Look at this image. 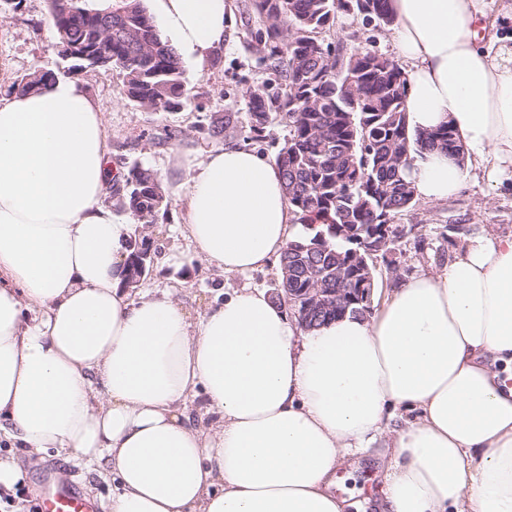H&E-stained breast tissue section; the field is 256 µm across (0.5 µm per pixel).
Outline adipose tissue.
<instances>
[{
	"label": "adipose tissue",
	"mask_w": 512,
	"mask_h": 512,
	"mask_svg": "<svg viewBox=\"0 0 512 512\" xmlns=\"http://www.w3.org/2000/svg\"><path fill=\"white\" fill-rule=\"evenodd\" d=\"M411 125L447 124L463 159L415 155L417 198L472 167L512 180V47L484 0H390ZM182 61L231 35L228 0H152ZM117 167L98 102L68 79L0 98V438L111 476V512H344V458L383 440L382 512H512V234L465 239L372 318L307 330L250 288L191 323L171 295L130 298L143 230L108 202ZM182 231L225 274L279 259L297 232L280 169L227 144L186 167ZM203 392L213 426L193 423ZM414 417L398 432L397 411Z\"/></svg>",
	"instance_id": "ef3b65f1"
}]
</instances>
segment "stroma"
<instances>
[{"label": "stroma", "mask_w": 512, "mask_h": 512, "mask_svg": "<svg viewBox=\"0 0 512 512\" xmlns=\"http://www.w3.org/2000/svg\"><path fill=\"white\" fill-rule=\"evenodd\" d=\"M49 25L45 0H24L20 11L0 16V92L10 91L14 82L39 68L66 71L68 79L82 83L98 100L122 170L138 164L157 173L170 207L167 215L149 229L153 264L137 287L130 289V298L147 290L156 294L173 292L189 320L195 323L210 306L241 289L273 292L279 278L275 265L244 274L221 275L202 264L176 266L170 262L171 257H182L192 251L181 232L184 190L170 178L173 166L186 159L200 161L227 141L243 143L244 129H231L225 140L210 137L208 130L223 124L230 113H245L247 90L272 79L248 49L244 26H236L231 39L203 69L186 66L185 77L193 94L189 106L168 112H145L126 100L118 71L69 70L59 55L58 38L50 34ZM170 128L182 130V137L163 141L164 131ZM403 222L414 225L415 230L399 239L391 254L402 277L439 271L453 259L462 240L461 235L452 232V225H463L475 234L512 233V185L490 188L480 169H471L459 195L440 204H420L415 214L404 217ZM380 466L375 453L354 456L351 465L336 472L337 496L351 495L360 503L372 498L379 484ZM49 467L77 471L83 490L103 507H110L113 485L99 475L96 465L52 450L42 459L26 464L25 478L11 494L9 512H29L37 502L43 472Z\"/></svg>", "instance_id": "obj_1"}]
</instances>
